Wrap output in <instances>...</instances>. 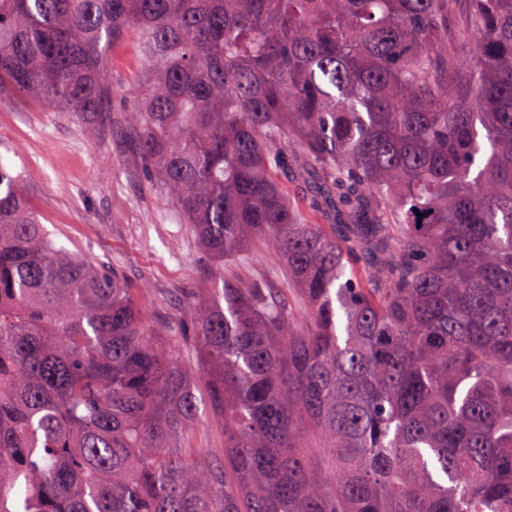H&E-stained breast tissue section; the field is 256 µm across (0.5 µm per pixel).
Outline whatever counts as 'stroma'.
<instances>
[{
    "mask_svg": "<svg viewBox=\"0 0 512 512\" xmlns=\"http://www.w3.org/2000/svg\"><path fill=\"white\" fill-rule=\"evenodd\" d=\"M108 57L112 82L103 112H52L21 96L2 102L0 153L13 150L12 170L55 243L118 269L152 320L163 324L204 287L210 261L163 187L136 177L112 124L144 92L141 49L127 37L110 46Z\"/></svg>",
    "mask_w": 512,
    "mask_h": 512,
    "instance_id": "35a3bbf8",
    "label": "stroma"
}]
</instances>
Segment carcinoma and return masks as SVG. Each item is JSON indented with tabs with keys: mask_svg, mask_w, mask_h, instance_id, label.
<instances>
[{
	"mask_svg": "<svg viewBox=\"0 0 512 512\" xmlns=\"http://www.w3.org/2000/svg\"><path fill=\"white\" fill-rule=\"evenodd\" d=\"M127 34L215 266L151 324L0 157V512H512V0H0V99L103 111ZM258 240L303 306L224 267ZM191 448H207L212 454L224 455V421L220 414L206 411L189 440Z\"/></svg>",
	"mask_w": 512,
	"mask_h": 512,
	"instance_id": "carcinoma-1",
	"label": "carcinoma"
}]
</instances>
